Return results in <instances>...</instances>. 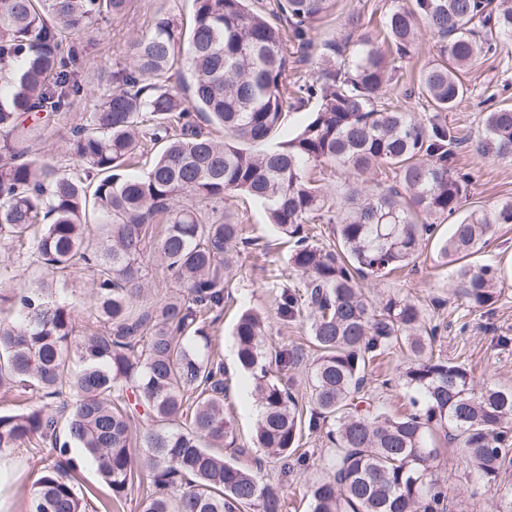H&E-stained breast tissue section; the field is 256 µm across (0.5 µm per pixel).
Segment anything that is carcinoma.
Wrapping results in <instances>:
<instances>
[{
	"instance_id": "obj_1",
	"label": "carcinoma",
	"mask_w": 512,
	"mask_h": 512,
	"mask_svg": "<svg viewBox=\"0 0 512 512\" xmlns=\"http://www.w3.org/2000/svg\"><path fill=\"white\" fill-rule=\"evenodd\" d=\"M195 0L186 45L165 13L131 45V66L112 73V93L72 131L69 150L87 177L28 159L53 116L90 98L72 35L99 18L126 13L128 0H0V244L29 242L47 275L91 272L99 328L80 332L66 290L43 278L0 288V390L38 402L0 413V452L76 446L116 497L138 478L132 448H145L151 489L143 512H238L255 500L282 512L283 495L258 469L218 449L233 437L224 413V364L211 353L207 320L224 311L245 227L210 219L205 203L242 195L263 205L290 244L300 286L280 294L281 314L306 312L318 355L310 414L286 382L272 378L299 361L267 354L261 314L247 309L233 331L238 365L260 415L257 447L281 458L302 430L328 428L336 447L326 476L310 485V512H448L432 479L434 431L457 442L493 482L512 465V389L478 386L461 363L433 354L437 326L414 298L376 306L363 282L402 269L434 244L452 267L449 287L470 311L493 306L504 286L499 263H465L496 224H512V201L461 213L471 175L455 165L462 142L447 113L467 96V67L512 40V0H392L376 33L350 15L344 34L319 41L316 25L335 0ZM439 38L418 95L419 118L388 98L396 62L411 52L419 23ZM186 56L189 77L173 72ZM317 70L288 79L295 64ZM177 86H169L171 80ZM317 108L289 138L271 143L286 111ZM478 149L512 160V106L483 115ZM156 150L151 168L127 173ZM344 175L333 197L317 168ZM452 220L447 236L441 223ZM165 230L155 238L154 225ZM311 224H329L338 244L315 242ZM187 288L185 298L149 300L144 260ZM399 350V375L417 393L416 412L371 409L366 369ZM147 422L141 442L132 428ZM29 512H82V496L59 461L41 467Z\"/></svg>"
}]
</instances>
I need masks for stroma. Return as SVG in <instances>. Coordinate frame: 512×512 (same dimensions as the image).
Instances as JSON below:
<instances>
[{"label": "stroma", "instance_id": "1", "mask_svg": "<svg viewBox=\"0 0 512 512\" xmlns=\"http://www.w3.org/2000/svg\"><path fill=\"white\" fill-rule=\"evenodd\" d=\"M390 3L391 0H337L334 14L320 25L318 36L323 40L336 38L351 13L362 14L369 29H379ZM160 13L173 14L179 29L186 33L193 22L194 2L131 0L124 16L100 18L95 31L79 36L86 60L83 79L93 98L76 102L70 112L56 118L52 131L32 147L36 160L49 162L64 173L76 172V162L68 150L72 127L86 121L93 110V99L111 93L112 73L128 66L133 39L145 33ZM438 46L437 36L427 27H420L415 47L403 61L401 78L395 87L403 110L423 113L424 102L406 96L405 91L416 81L420 70L436 59ZM463 80L469 95L448 115L449 124L456 126L464 139L456 164L473 176L469 205L488 208L512 200V162L495 159L477 148L482 137V115L487 110L486 97L502 82L512 84V42L503 46L498 56L479 60ZM218 209L246 225L253 240L252 246L241 252L242 267L233 280L232 298L225 301L222 315L209 328L214 338L213 353L224 362L229 387L227 413L233 424L234 445L253 448L255 456L262 458L265 477L282 488L286 502L283 512H308V487L324 477L334 450L321 432L303 434L297 449L302 459L298 462L285 463L264 449L254 448L259 412L244 386L231 335L240 311L250 308L263 313L269 325L267 349L301 351L300 361L289 367L288 375L299 403L307 404L311 364L317 352L310 342L305 318H286L278 309L282 285L296 282L297 276L288 266L287 250L277 244L261 204L229 196L219 203ZM448 273V267L430 248L405 270L370 281L365 293L376 304L394 295L420 299L432 322L442 326L434 345L436 354L463 363L477 382L512 388V277L505 281L489 312L471 313L448 290ZM403 368L402 359L395 354L380 357L369 366L367 390L374 408L397 417L411 412V390L394 384ZM49 454L46 448L24 447L8 448L0 454V512H27L42 461ZM68 455L79 462L77 478L83 492L84 512H142L146 485H133L122 499H113L109 487L80 448H70ZM433 475L444 486L450 505L448 512H512V466L502 469L497 480L490 483L458 448L450 446L435 459Z\"/></svg>", "mask_w": 512, "mask_h": 512}]
</instances>
